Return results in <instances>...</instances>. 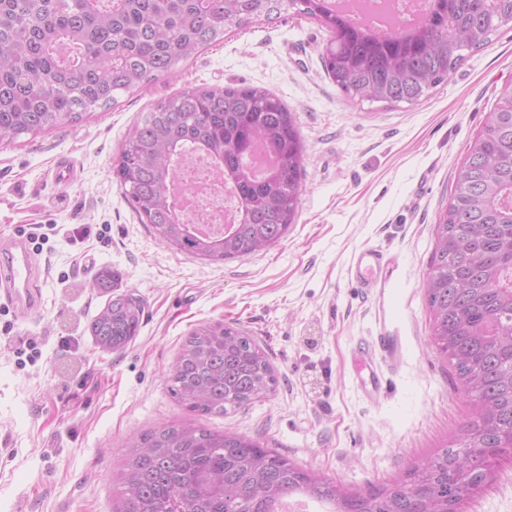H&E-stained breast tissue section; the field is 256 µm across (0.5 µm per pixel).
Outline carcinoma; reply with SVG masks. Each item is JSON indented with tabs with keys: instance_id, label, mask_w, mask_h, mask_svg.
<instances>
[{
	"instance_id": "cac0c4a2",
	"label": "carcinoma",
	"mask_w": 512,
	"mask_h": 512,
	"mask_svg": "<svg viewBox=\"0 0 512 512\" xmlns=\"http://www.w3.org/2000/svg\"><path fill=\"white\" fill-rule=\"evenodd\" d=\"M422 24L377 35L353 27L326 0H0V142L78 123L165 76L200 50L293 9L331 32L322 66L353 101L414 103L443 82L500 27L512 0H427ZM195 154L235 188L237 222L220 237L182 222L172 194L176 168ZM307 151L288 106L263 86L195 88L158 103L136 123L112 174L158 241L195 259L224 261L267 249L288 235L301 204ZM424 280L434 344L447 355L478 417L413 478L373 494L342 490L279 452L235 433L191 423L132 436L122 473L121 512H271L296 493L333 512H413L425 489L431 508L452 474L476 485L512 459V84H506L455 175L434 227ZM108 296L87 330L104 352L139 334L141 300ZM277 378L244 330L217 322L191 331L168 382L188 411L222 417L274 389Z\"/></svg>"
}]
</instances>
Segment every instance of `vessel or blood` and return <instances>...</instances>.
I'll return each instance as SVG.
<instances>
[{"label": "vessel or blood", "mask_w": 512, "mask_h": 512, "mask_svg": "<svg viewBox=\"0 0 512 512\" xmlns=\"http://www.w3.org/2000/svg\"><path fill=\"white\" fill-rule=\"evenodd\" d=\"M387 272L388 266L378 251L365 249L356 255L355 276L364 287H375ZM42 274L26 240H12L5 252L0 253V296L21 314L38 311L43 306L38 287Z\"/></svg>", "instance_id": "b4317fda"}]
</instances>
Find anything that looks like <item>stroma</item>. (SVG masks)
<instances>
[{"label": "stroma", "mask_w": 512, "mask_h": 512, "mask_svg": "<svg viewBox=\"0 0 512 512\" xmlns=\"http://www.w3.org/2000/svg\"><path fill=\"white\" fill-rule=\"evenodd\" d=\"M329 38L307 16L260 21L80 123L0 142V243L23 227L59 228L39 255L41 312L0 314V328H10L0 331V512H119L127 439L163 425L247 435L367 494L407 479L475 419L430 343L423 280L454 174L512 82V23L420 101L396 106L340 92L322 68ZM227 85L266 87L294 112L305 185L286 239L208 263L154 238L112 160L143 112ZM367 248L393 269L371 293L354 275ZM106 266L144 307L138 336L117 353L97 348L86 329L106 301L92 287ZM216 321L253 336L278 382L247 408L198 416L171 397L166 379L188 334ZM19 336L36 341L35 361L20 362ZM379 336L399 338V367L374 351L372 372H357L356 350ZM459 512H512V462Z\"/></svg>", "instance_id": "35a3bbf8"}]
</instances>
